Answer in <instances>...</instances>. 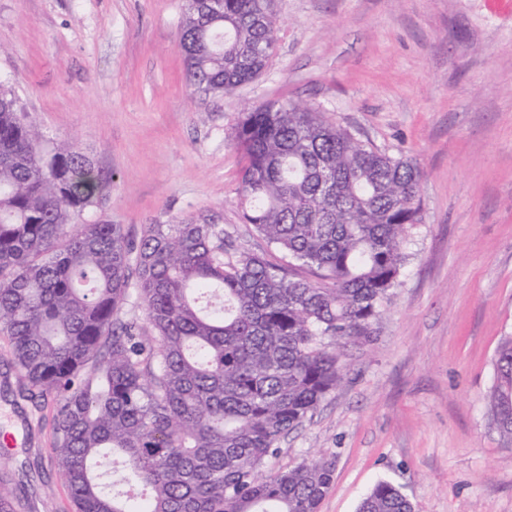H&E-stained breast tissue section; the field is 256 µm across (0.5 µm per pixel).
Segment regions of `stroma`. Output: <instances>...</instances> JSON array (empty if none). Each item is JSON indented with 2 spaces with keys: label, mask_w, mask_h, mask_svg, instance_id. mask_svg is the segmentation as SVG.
Masks as SVG:
<instances>
[{
  "label": "stroma",
  "mask_w": 512,
  "mask_h": 512,
  "mask_svg": "<svg viewBox=\"0 0 512 512\" xmlns=\"http://www.w3.org/2000/svg\"><path fill=\"white\" fill-rule=\"evenodd\" d=\"M487 0H277L263 73L219 98L185 80L184 0H0V80L46 138L75 142L108 175L87 220L143 225L203 214L242 251L287 255L239 217L233 131L271 99L317 108L423 171L414 257L349 347L344 384L268 457L263 474L334 459L319 512H357L392 481L415 512H512V447L491 424L494 358L512 336V15ZM0 495L26 512H72L52 465L54 400L13 401L3 364ZM37 464L18 485L21 463Z\"/></svg>",
  "instance_id": "obj_1"
}]
</instances>
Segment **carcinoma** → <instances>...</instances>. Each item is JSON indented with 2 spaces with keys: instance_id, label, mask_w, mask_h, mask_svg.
<instances>
[{
  "instance_id": "carcinoma-1",
  "label": "carcinoma",
  "mask_w": 512,
  "mask_h": 512,
  "mask_svg": "<svg viewBox=\"0 0 512 512\" xmlns=\"http://www.w3.org/2000/svg\"><path fill=\"white\" fill-rule=\"evenodd\" d=\"M179 46L191 86L221 97L274 55L275 0H185ZM233 140L242 223L313 277L238 251L206 216L138 237L80 222L108 179L0 82V335L15 397L54 398L75 512H318L333 482L324 457L260 468L374 335L421 223V169L287 100L242 113ZM132 290L144 327L122 315ZM495 373L487 405L512 447V336ZM359 512L414 506L383 480Z\"/></svg>"
}]
</instances>
